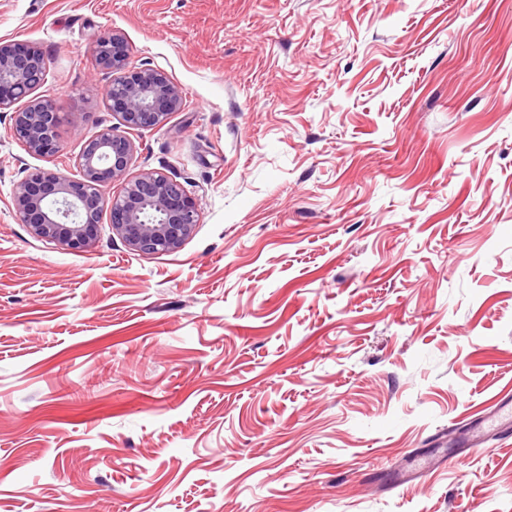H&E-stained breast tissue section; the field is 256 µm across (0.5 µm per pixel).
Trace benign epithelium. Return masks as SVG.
I'll use <instances>...</instances> for the list:
<instances>
[{"label": "benign epithelium", "mask_w": 512, "mask_h": 512, "mask_svg": "<svg viewBox=\"0 0 512 512\" xmlns=\"http://www.w3.org/2000/svg\"><path fill=\"white\" fill-rule=\"evenodd\" d=\"M91 55L111 76L103 102L119 116L120 126L85 140L70 176L41 167L27 171L13 191L15 212L35 238L69 250L94 246L106 213L112 235L131 252L174 253L200 223L199 211L183 184L163 169L128 176L136 147L126 131L165 125L182 110V92L153 62L130 65L127 43L118 32L97 40ZM47 69V58L35 45L0 41V121L8 119L10 135L29 154L52 159L62 151L63 116L52 97L36 94ZM116 182L119 189L105 195L104 188ZM149 205L160 211V220H142Z\"/></svg>", "instance_id": "1"}]
</instances>
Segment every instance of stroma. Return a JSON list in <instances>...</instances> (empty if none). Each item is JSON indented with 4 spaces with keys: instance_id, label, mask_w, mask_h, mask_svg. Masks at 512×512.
<instances>
[{
    "instance_id": "1",
    "label": "stroma",
    "mask_w": 512,
    "mask_h": 512,
    "mask_svg": "<svg viewBox=\"0 0 512 512\" xmlns=\"http://www.w3.org/2000/svg\"><path fill=\"white\" fill-rule=\"evenodd\" d=\"M181 88L133 133L201 219L138 256L34 239L13 188L119 118L90 54ZM56 159L0 122V512H512V0H0ZM420 479L394 485L409 464ZM487 413L476 420L469 428L466 440L456 437L455 426H448V463L462 464L465 460L462 453L455 448L464 445H477V442L487 433L512 426V398L496 396L487 402Z\"/></svg>"
}]
</instances>
